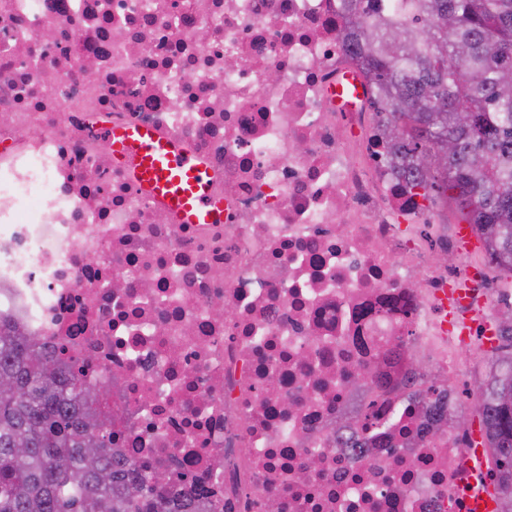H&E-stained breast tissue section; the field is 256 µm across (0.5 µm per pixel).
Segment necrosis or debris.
Returning <instances> with one entry per match:
<instances>
[{
  "instance_id": "4bbe7bcc",
  "label": "necrosis or debris",
  "mask_w": 512,
  "mask_h": 512,
  "mask_svg": "<svg viewBox=\"0 0 512 512\" xmlns=\"http://www.w3.org/2000/svg\"><path fill=\"white\" fill-rule=\"evenodd\" d=\"M340 12L0 0V319L109 382L114 447L209 512L459 497L469 370L441 297L468 261L371 95L335 94L369 82ZM138 125L199 159L222 223H183L113 159L112 130Z\"/></svg>"
}]
</instances>
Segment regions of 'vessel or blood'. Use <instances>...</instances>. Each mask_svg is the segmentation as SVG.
Wrapping results in <instances>:
<instances>
[{
  "mask_svg": "<svg viewBox=\"0 0 512 512\" xmlns=\"http://www.w3.org/2000/svg\"><path fill=\"white\" fill-rule=\"evenodd\" d=\"M112 154L118 161L134 159L139 185L190 224H214L224 219L205 170L194 156L147 128L116 129Z\"/></svg>",
  "mask_w": 512,
  "mask_h": 512,
  "instance_id": "1",
  "label": "vessel or blood"
}]
</instances>
